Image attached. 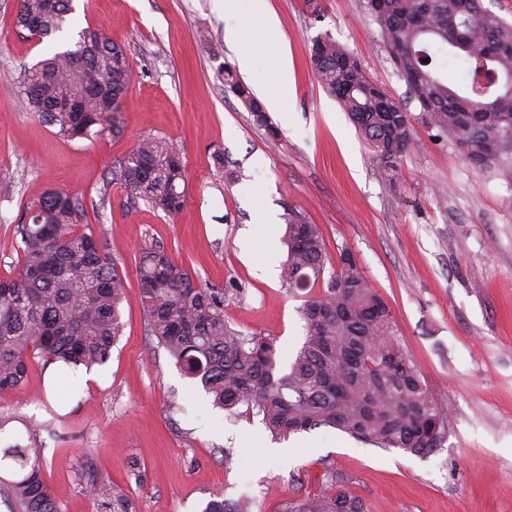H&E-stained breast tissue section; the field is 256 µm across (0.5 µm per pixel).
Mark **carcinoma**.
I'll list each match as a JSON object with an SVG mask.
<instances>
[{"mask_svg":"<svg viewBox=\"0 0 512 512\" xmlns=\"http://www.w3.org/2000/svg\"><path fill=\"white\" fill-rule=\"evenodd\" d=\"M72 0H20L16 27L31 21L40 36L59 33L63 47L24 70L25 106L65 138L124 131L112 91L129 84L124 50L102 29L68 34ZM387 51L420 106L426 124L462 142L475 169L512 160V23L482 0H377L370 9ZM455 49L468 75L457 89L441 75L436 58ZM310 58L321 87L336 98L370 143L385 174L393 176L413 132L414 117L400 101L370 83L354 54L325 35L313 40ZM224 86L250 105L254 123L276 139L250 87L229 67ZM79 99L80 111L59 104ZM118 178L155 210L179 212L185 203L184 164L166 141L139 142L119 165ZM83 204L62 190L45 192L16 225L21 258L15 273L0 276V394L19 389L33 359L69 371L91 368L111 356L123 330L126 285L93 233L80 224ZM287 259L282 280L293 290L324 280L330 261L315 224L287 213ZM138 288L152 335L185 375L200 381L214 406L262 417L274 437L330 427L378 448L425 457L447 432V410L396 336L392 314L371 288L356 258L339 251L327 285L300 309L305 337L287 371L275 340L244 335L224 320V291L199 284L170 255L154 249L139 261ZM44 449L13 443L0 448L11 478H0L10 512H60L44 479ZM90 492L108 512H133L127 490L95 483ZM204 512H249V504L220 498ZM284 512H366L365 504L338 489L329 496L290 501Z\"/></svg>","mask_w":512,"mask_h":512,"instance_id":"obj_1","label":"carcinoma"}]
</instances>
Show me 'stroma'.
<instances>
[{
	"label": "stroma",
	"instance_id": "obj_1",
	"mask_svg": "<svg viewBox=\"0 0 512 512\" xmlns=\"http://www.w3.org/2000/svg\"><path fill=\"white\" fill-rule=\"evenodd\" d=\"M288 56L287 83L267 71L268 140L224 87L237 63L226 32L237 19L220 0H73L77 27H101L127 54L124 132L64 139L30 112L23 69L56 47L15 27L17 0H0V276L18 263L14 226L47 190L78 196L83 223L128 288L124 328L108 362L53 382L32 360L24 386L0 396V442L36 441L61 512H100L86 491L127 485L135 512H203L214 494L250 499L251 512L344 488L368 512H512V170L477 171L454 141L421 118L396 74L366 0H267ZM328 35L369 76L406 101L415 127L395 178L339 103L317 83L313 39ZM169 142L185 164L187 197L166 215L117 180L142 139ZM236 171L226 181L218 163ZM316 224L330 255L350 249L387 303L397 337L435 399L448 433L420 458L358 442L329 427L298 432L274 451L260 417L213 408L147 329L137 285L141 254L161 247L200 283L224 292V319L243 334L274 338L280 363L301 346L305 297L283 285L289 210ZM272 217L249 237L258 211ZM42 422L29 436L25 423ZM138 477H131V470Z\"/></svg>",
	"mask_w": 512,
	"mask_h": 512
}]
</instances>
